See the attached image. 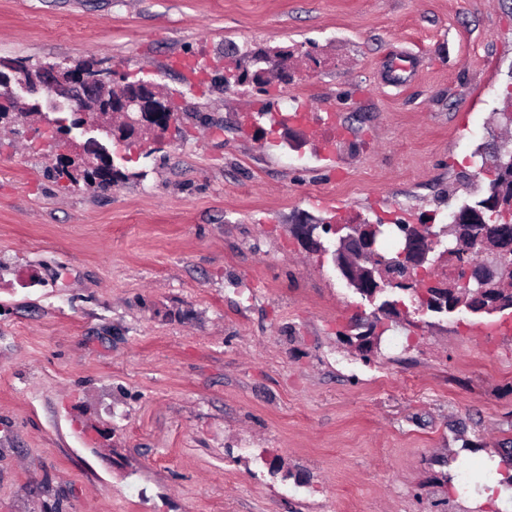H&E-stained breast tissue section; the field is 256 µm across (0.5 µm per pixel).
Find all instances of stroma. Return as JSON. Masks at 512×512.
<instances>
[{
	"instance_id": "stroma-1",
	"label": "stroma",
	"mask_w": 512,
	"mask_h": 512,
	"mask_svg": "<svg viewBox=\"0 0 512 512\" xmlns=\"http://www.w3.org/2000/svg\"><path fill=\"white\" fill-rule=\"evenodd\" d=\"M233 43L289 51L290 81L224 84ZM0 56L109 67L176 107L136 149L107 141L106 191L57 176L54 97L0 128V512H501L512 312L393 290L363 358L347 339L376 306L322 228L466 200L512 84L500 0H0ZM295 98L288 162L244 121Z\"/></svg>"
}]
</instances>
